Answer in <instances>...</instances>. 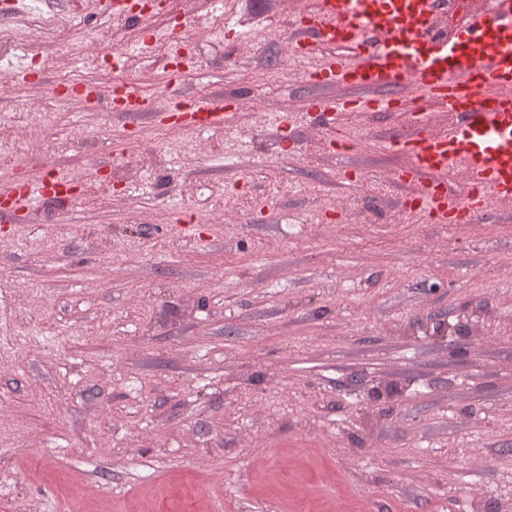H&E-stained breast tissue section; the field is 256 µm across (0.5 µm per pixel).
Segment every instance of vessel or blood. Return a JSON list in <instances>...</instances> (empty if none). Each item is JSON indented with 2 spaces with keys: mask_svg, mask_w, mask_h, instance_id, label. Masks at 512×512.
<instances>
[{
  "mask_svg": "<svg viewBox=\"0 0 512 512\" xmlns=\"http://www.w3.org/2000/svg\"><path fill=\"white\" fill-rule=\"evenodd\" d=\"M290 37L304 77L323 86L360 90L355 99L310 103V123L336 130L350 112L400 111L395 88L413 87L432 111L417 110L409 134L390 138L409 165V209L415 222L465 224L493 204L512 205V0L474 9L456 32L448 30V0H305ZM125 112H147L137 90H117ZM454 114L438 127L437 110ZM223 98L171 108L167 121L199 132L229 127ZM427 174L424 182L415 181ZM464 175L465 197L447 196L448 179ZM76 180L47 174L36 183L0 188V205L13 207L30 190L68 202Z\"/></svg>",
  "mask_w": 512,
  "mask_h": 512,
  "instance_id": "b4317fda",
  "label": "vessel or blood"
}]
</instances>
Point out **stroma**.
Segmentation results:
<instances>
[{
	"instance_id": "obj_1",
	"label": "stroma",
	"mask_w": 512,
	"mask_h": 512,
	"mask_svg": "<svg viewBox=\"0 0 512 512\" xmlns=\"http://www.w3.org/2000/svg\"><path fill=\"white\" fill-rule=\"evenodd\" d=\"M6 3L0 184L25 162L81 188L0 211V512H512V208L398 221L409 127L310 124L340 90L291 59L292 0L146 9L153 50L193 36L178 77L95 0ZM124 48L154 111L46 93H110ZM203 86L236 128L158 123Z\"/></svg>"
}]
</instances>
